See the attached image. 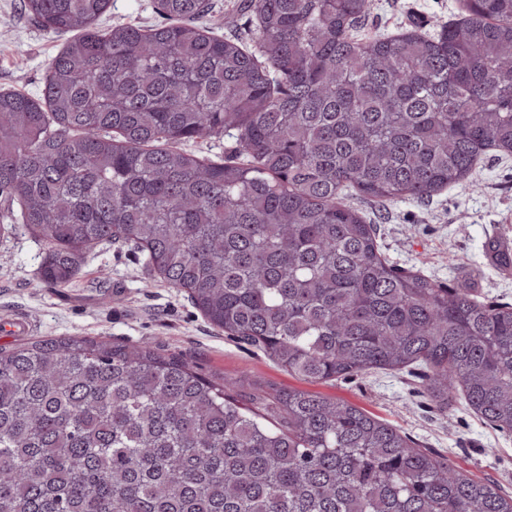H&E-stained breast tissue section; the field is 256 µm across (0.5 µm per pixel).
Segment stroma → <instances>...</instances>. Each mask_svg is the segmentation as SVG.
Returning <instances> with one entry per match:
<instances>
[{"mask_svg": "<svg viewBox=\"0 0 512 512\" xmlns=\"http://www.w3.org/2000/svg\"><path fill=\"white\" fill-rule=\"evenodd\" d=\"M239 2L211 0L209 20L219 34L247 42L252 25ZM462 4L370 0L357 35L433 34L461 15ZM159 21L154 0H111L100 25ZM67 40V35L43 31L24 0H0V90L40 97L48 64ZM354 205L376 224L380 248L397 268L422 271L444 286L468 274L481 301L512 304V270L496 269L484 258L489 241H512V156L487 153L466 185L425 203L399 199L378 208L358 198ZM44 255V243L29 230L0 241V321L22 316L30 323L27 337L0 333V348L11 349L24 339L67 336L145 343L183 355L206 378L306 390L359 407L398 427L414 447L446 457L470 477L494 482L512 495V433L492 429L460 397L447 410L437 409L423 392L421 367L305 380L258 348L213 329L185 293L149 279L139 252L119 245L93 249L72 283L59 290L47 288L39 276Z\"/></svg>", "mask_w": 512, "mask_h": 512, "instance_id": "stroma-1", "label": "stroma"}]
</instances>
